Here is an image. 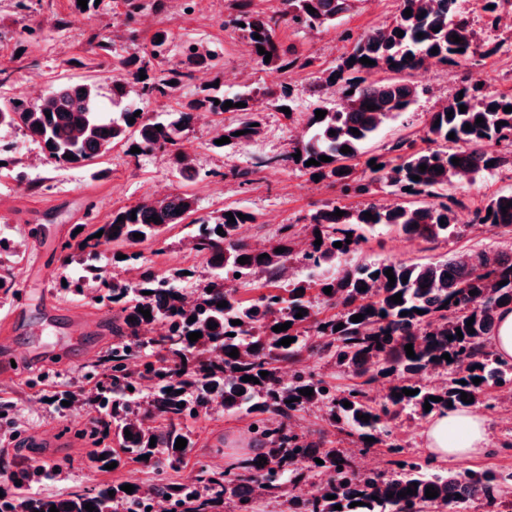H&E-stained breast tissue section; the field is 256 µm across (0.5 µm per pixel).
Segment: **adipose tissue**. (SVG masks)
Masks as SVG:
<instances>
[{
	"label": "adipose tissue",
	"mask_w": 512,
	"mask_h": 512,
	"mask_svg": "<svg viewBox=\"0 0 512 512\" xmlns=\"http://www.w3.org/2000/svg\"><path fill=\"white\" fill-rule=\"evenodd\" d=\"M488 445L485 421L469 410L448 411L432 417L425 430V446L437 459L478 455Z\"/></svg>",
	"instance_id": "adipose-tissue-1"
}]
</instances>
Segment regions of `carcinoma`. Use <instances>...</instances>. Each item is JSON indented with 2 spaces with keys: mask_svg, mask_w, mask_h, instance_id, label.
Returning <instances> with one entry per match:
<instances>
[{
  "mask_svg": "<svg viewBox=\"0 0 512 512\" xmlns=\"http://www.w3.org/2000/svg\"><path fill=\"white\" fill-rule=\"evenodd\" d=\"M356 2L279 0L280 7L271 14L254 11L246 4L223 25L232 27L247 41L260 64L277 71L304 69L312 65V60L292 56L291 50L276 41V28L285 24L302 32L328 29L353 10ZM468 2L473 10L486 14L489 28L497 27L503 10L512 11V0ZM308 5L316 12L310 13ZM408 8L409 17L404 15ZM399 30L404 32L401 37L397 34ZM419 33L424 37H417ZM256 34L261 39H255ZM455 35L461 38L460 42H453ZM487 40L484 30L470 23L460 0H401L399 14L391 23L354 38L351 51L336 67L319 72V85H341L342 102L332 104L322 98L314 102L306 113L304 137L291 141L287 154L266 160L268 164L290 162L311 176L319 175L321 181L339 186L345 194L352 190L365 193L369 185L382 183L397 196L425 195L435 198L433 202H371L353 207L333 201L310 217V236L304 243L297 242L293 225L286 224L278 229L270 245L256 250L238 236L239 225L256 222L252 213H247L245 219L236 217L233 223L227 213L236 215L237 208H224L206 218H197L195 199L181 192L119 208L101 225H83L73 241L64 245V249L72 251L70 258L83 264V275L70 284L71 291L82 295L86 285L95 284L96 295L92 300L115 308V340L92 365V372L100 375V388L81 398L69 390L52 395L58 404L68 401L72 406L96 413L93 433L102 444L96 459L100 468L113 462L120 467L127 460L151 466L159 473L166 466L176 467L187 449L194 447L187 422L197 414L221 409L252 416L257 426L253 434L261 448L220 471L202 468L177 482L157 479L151 492L167 499L169 512H221L226 500L234 504L237 512H259L266 499L281 500L286 512H461L470 498H458L456 494L466 484L481 492L475 501L486 512H503L502 507H512V501H508L512 495V473L436 471L429 468L427 461L398 459L392 462L395 475L372 477L354 468L346 449L324 448L292 428V421L300 413L317 405L330 425L341 431L350 429V434L362 443L367 437L378 443L381 435L390 434L389 423L408 407L426 418L436 412L479 404L491 386L512 390V362L497 358L488 346L490 337L496 333L500 310L512 307V250L493 255L476 251L430 263H351L346 259L360 242L357 231L364 228H392L411 239L425 241L459 236L461 226L453 209L459 201L452 194L448 195V202L441 201L442 192L512 163V111H504L512 106V94L492 92L474 81L459 88L463 98L455 94L430 114V147L417 149L411 142L397 141L392 146V150L399 152L397 160L375 158V165L368 167L366 184L359 183L350 165L421 94L418 86L403 81L367 84L361 74L412 70L427 60L455 64L477 54ZM168 46L169 36L165 33L161 42L151 40L143 55L120 60V73L112 79V116L102 109L95 81H65L34 103L0 91V131L24 130L40 145L45 160L54 166L86 167L110 155L118 145L126 147L127 154L136 146L141 153H130L132 158L161 153L172 160L181 177L191 178L196 169L184 135L198 113H241L240 121L225 127L223 133L230 142L222 148L234 149L261 135L264 112H279L283 107L294 109L288 85L276 91L242 83L230 93H207L193 99L182 110L171 112L160 121H151L143 113L136 117L134 113L141 110L143 101L168 97L193 77V71L185 68L140 79V72L148 73L153 61L165 57ZM260 46L272 53L270 61L259 54ZM435 47L438 53L433 54L431 50ZM184 53L189 65L215 60V55L206 48L192 44L185 47ZM362 57L375 64L360 63ZM227 101L234 106L226 110L223 105ZM238 102L245 106L237 107ZM369 105L377 109L370 111ZM461 105L466 112H460ZM317 110L327 114L317 120ZM449 112L453 114L450 119ZM132 116L135 122L131 124ZM479 117L483 118L480 124L476 123ZM467 124L471 129H464ZM351 128L358 129L359 134L349 132ZM331 130L335 134H329ZM236 131L241 135H234ZM452 132L455 138L450 139L448 135ZM345 145L352 152L342 153ZM297 152L301 153L298 159L293 157ZM321 155L331 161L306 165L308 160H317ZM454 158L460 159V165L452 163ZM422 164L426 165L423 171L419 169ZM415 176L420 180H413ZM509 202L512 203V192L500 194L476 208L477 223L503 236H512V206L502 209ZM338 209L344 212L343 216H333ZM366 212L376 216V220L366 219ZM153 215L160 222L147 221ZM179 224L198 225L189 245L206 258L212 269L211 277L194 292V297H187L167 276L151 269L141 272L133 283L103 276L98 265L102 254L109 252L114 260L122 254V263L134 267L143 258L137 246L159 240ZM220 228L223 232L219 235ZM317 230L322 239L319 246L314 245ZM98 232L102 236L94 237ZM349 232L352 238L348 244ZM136 233L144 238H134ZM336 242L342 243V247H335ZM277 248L284 252H275ZM298 248L305 265L323 268L342 264V274L320 282L299 276L284 279L283 271ZM264 253L268 257L258 259ZM240 257L248 258V263H238ZM388 269L395 275L392 287L385 274ZM239 278L262 280L274 289L252 301H243L237 297V289L225 287L227 282ZM503 280L507 284L499 285ZM314 283L318 284L317 297L335 313L322 315L315 305L317 297L309 294ZM362 286L366 290H360ZM326 287L332 288L331 294L324 293ZM471 290L477 294L470 295ZM398 293L402 302L395 304L390 297ZM222 301L228 306L217 307ZM140 307L150 310L151 318H144L138 312ZM301 308L307 314L298 318L296 313ZM357 314L363 315V320L352 321ZM191 316L196 321L189 322ZM471 318L473 334L466 326ZM233 320L242 324L233 325ZM213 322L218 327L211 330L208 325ZM285 322L291 323V327L279 333L273 331L274 326ZM340 323L344 327L334 330ZM157 324L166 328L165 334L149 335ZM458 329L463 334L461 339L456 336ZM191 332L202 333V338L189 341ZM311 332L322 340L321 350L327 358L352 369L364 381L338 394L320 375L297 368L288 383H282V365L299 362ZM286 337L294 342L280 345L279 341ZM409 343L413 358L407 357L404 350ZM233 348L239 352L236 358L229 356ZM445 353L450 360L442 358ZM262 371L268 372L264 378L260 375ZM245 376L259 379V383L242 381ZM376 377L389 383L382 401L371 398L365 389ZM475 378L481 379L477 385L473 383ZM304 388L313 389V395H301ZM404 389H416L418 393L407 396L402 393ZM463 391L473 398V403L461 400ZM432 396L442 401L430 402L427 412L425 400ZM345 401L351 406L344 407ZM360 415L370 416L369 421L358 419ZM126 430L132 438L125 437ZM153 437L156 443L152 447ZM179 437L187 440V448L175 449ZM145 455L149 459H143ZM261 457L266 458L262 466ZM317 458L322 463H316ZM28 475V470H19L15 476L19 484L13 486L12 492L0 494V512H49L52 506L59 512H87L88 503L95 507L93 512H140L146 501L139 486L128 494L119 484L75 491L62 498L34 496L23 489ZM324 476L327 481L319 498L309 501L296 493L301 482ZM413 486L416 493L398 496ZM428 486L438 491L437 497L426 498ZM329 495L334 499H327ZM353 502L358 506L350 507ZM338 504L341 510L336 511L334 506Z\"/></svg>",
  "mask_w": 512,
  "mask_h": 512,
  "instance_id": "obj_1",
  "label": "carcinoma"
}]
</instances>
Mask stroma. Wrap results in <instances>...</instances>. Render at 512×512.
<instances>
[{"instance_id":"1","label":"stroma","mask_w":512,"mask_h":512,"mask_svg":"<svg viewBox=\"0 0 512 512\" xmlns=\"http://www.w3.org/2000/svg\"><path fill=\"white\" fill-rule=\"evenodd\" d=\"M233 0H194L192 11H185L182 0H147V8L135 29H128L115 0H101L96 13L85 17L73 13L70 0H29L27 10H18L15 0H0V69L7 70L8 88L33 97L46 94L56 79L79 81L94 76L102 92L104 107H111V68L94 67L99 40L111 41L116 58L141 54L155 33L167 32L170 52L164 68L182 66L181 47L192 41L214 50L216 64L195 68L193 78L172 96L149 101V117L161 118L179 110L200 96L203 87L219 85L234 90L238 84L254 83L268 87L289 84L296 109L287 116L273 110L264 114V132L251 144L232 150L213 147L234 113L200 115L189 132V144L195 151L197 174L187 180L179 176L168 157L146 155L139 159L126 156L123 149L112 152L108 161L88 167H50L41 161V149L24 131L0 132V140L10 149L1 158L0 234L16 245L18 258L0 257V267L12 268L16 275V297L0 298V320L14 315L21 320L16 336L0 333V346L13 347L16 356H24L33 337L45 336L52 327L74 323L88 326L84 343L71 350L67 359L53 355L11 373L0 372V397L12 403L10 418L0 424V452L16 462H25L36 477L28 491L36 496H65L112 483L133 481L146 486L158 475L179 480L199 469L220 470L227 465L226 449L249 446L251 416L211 412L190 420L195 446L178 468L163 473L127 462L117 470H103L94 463V448L82 433L91 414L85 409H63L50 397L59 388L77 393L93 391L96 383L89 373L111 344L112 310L94 305L89 297L72 294L69 280L81 273L77 263L68 262L62 249L85 213H93L96 223L107 221L113 210L130 207L143 198H164L177 192L191 194L198 215L232 207L256 216L243 239L249 245L268 244L277 229L294 225L307 235L312 213L327 202L341 197L338 187L311 180L309 174L290 163L268 164V157L285 153L290 139L302 136L304 114L310 104L323 98L334 102L337 89L316 85L320 70L337 65L351 49L350 36L367 34L392 22L400 0H360L356 8L338 21L335 28L299 33L288 26L276 30V39L294 46L298 54L312 59L305 70L284 74L257 63L247 44L221 22L232 13ZM66 18L64 30L49 29L53 18ZM499 51L484 57L474 55L460 65L430 64L402 72L401 80L421 87L418 101L408 112L390 123L369 144L363 157L354 163L363 172L370 157H390V149L399 139L413 141L415 148L426 147L427 123L431 112L450 98L466 80L482 77L496 92L512 93V23L501 20L490 35ZM250 169L255 181L240 184L233 170ZM512 191V166L477 178L474 184L456 191L460 201L458 221L464 222L461 237L437 242L411 241L386 228L367 229L351 258L355 261L386 259L435 262L455 254L480 248L501 250L503 239L474 221V211L491 197ZM191 227L180 225L165 233L159 241L141 244L145 266L153 270L179 274V287L201 288L211 269L204 257L187 247ZM499 389H489L486 405L479 412L487 419L490 443L484 453L460 460H433L424 446L422 432L426 421L413 410H405L392 434L372 446L352 441L331 427L320 412L300 414L297 425L312 440L322 438L352 448L354 464L366 460L391 470L390 446H398L403 457L430 461L433 469L512 472V422L505 419Z\"/></svg>"}]
</instances>
